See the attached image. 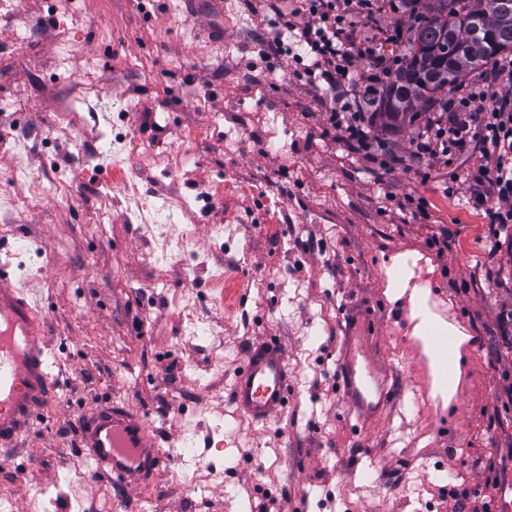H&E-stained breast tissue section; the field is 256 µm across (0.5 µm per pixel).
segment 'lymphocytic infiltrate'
<instances>
[{"mask_svg": "<svg viewBox=\"0 0 512 512\" xmlns=\"http://www.w3.org/2000/svg\"><path fill=\"white\" fill-rule=\"evenodd\" d=\"M402 0H265L264 19L274 33L262 41L267 58L293 54L300 67L295 76L323 93L328 123L338 129L355 153L371 157L363 103L377 91L391 70L392 57L376 39L357 30L380 13L399 14ZM368 62L361 90L346 94L353 82L355 60ZM493 99L491 109L480 101ZM448 122L428 123L413 141L411 158L433 164L473 147L481 162L470 177L473 203L495 198L486 215L493 224L512 223V62L483 77L461 97L447 104Z\"/></svg>", "mask_w": 512, "mask_h": 512, "instance_id": "obj_1", "label": "lymphocytic infiltrate"}]
</instances>
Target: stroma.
<instances>
[{
  "label": "stroma",
  "instance_id": "35a3bbf8",
  "mask_svg": "<svg viewBox=\"0 0 512 512\" xmlns=\"http://www.w3.org/2000/svg\"><path fill=\"white\" fill-rule=\"evenodd\" d=\"M267 33L249 0H0V202L18 211L0 260L33 288L59 378L0 453L9 512H512V237L467 201L478 154L413 165L415 126L375 116L373 139L404 162L363 159L260 55ZM118 171L148 203L187 202L193 258L154 250L160 228L112 194ZM413 250L476 344L451 412L420 392L383 295L385 260ZM370 299L381 321L345 336L342 306ZM268 337L290 393L251 424L231 378ZM346 338L394 368L401 395L381 421L342 403ZM112 405L163 459L131 489L79 446L87 413Z\"/></svg>",
  "mask_w": 512,
  "mask_h": 512
}]
</instances>
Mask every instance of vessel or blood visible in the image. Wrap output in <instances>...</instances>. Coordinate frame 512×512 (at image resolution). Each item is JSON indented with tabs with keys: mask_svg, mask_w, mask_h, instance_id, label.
I'll use <instances>...</instances> for the list:
<instances>
[{
	"mask_svg": "<svg viewBox=\"0 0 512 512\" xmlns=\"http://www.w3.org/2000/svg\"><path fill=\"white\" fill-rule=\"evenodd\" d=\"M348 326L370 328L377 319L367 305L344 311ZM390 373L377 357L342 347L337 378L348 411L364 419L381 417L394 399ZM289 372L284 349L274 342L252 346L236 367L230 396L237 411L255 424L269 422L288 399ZM54 388L52 355L40 338V318L23 289L0 284V447H16ZM144 420L125 408L96 411L79 432L81 447L98 472L137 485L163 459L150 444Z\"/></svg>",
	"mask_w": 512,
	"mask_h": 512,
	"instance_id": "b4317fda",
	"label": "vessel or blood"
}]
</instances>
